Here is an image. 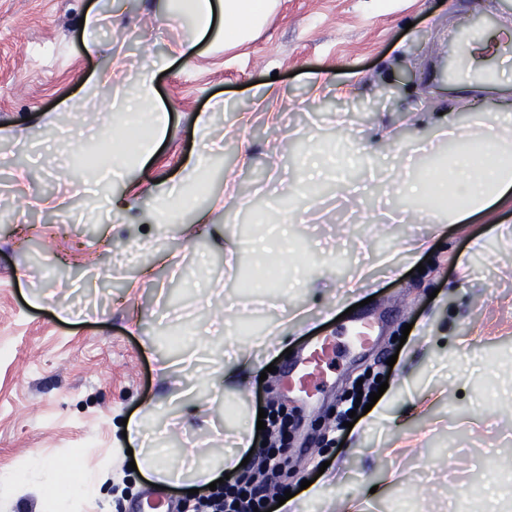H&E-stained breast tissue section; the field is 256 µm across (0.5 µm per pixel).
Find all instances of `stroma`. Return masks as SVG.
Segmentation results:
<instances>
[{"label":"stroma","mask_w":512,"mask_h":512,"mask_svg":"<svg viewBox=\"0 0 512 512\" xmlns=\"http://www.w3.org/2000/svg\"><path fill=\"white\" fill-rule=\"evenodd\" d=\"M165 0H0V512H38L42 499L65 493L75 476L119 477L97 498L69 512H131L141 498H162L183 512L181 489L156 488L121 462L122 419L194 386L204 409L178 416L184 446L223 453L224 384L213 370L224 344L209 337L210 295L221 292L238 315L271 327L278 312L262 308L241 281L263 247L299 238L304 277L321 291L290 282L278 301L307 317L288 328L291 354L261 353L243 338V355L275 365L245 393L250 420L266 406L293 414L292 445L281 481L299 493L302 481L326 470L323 498L302 512H512V204L469 224H394L375 235L381 196L412 204L393 188L408 143L429 138V116L470 114L464 91L448 79L443 59L461 58L456 25L497 17L493 36L507 43L512 6L505 0H277L264 28L238 46L168 59L186 40L185 24L165 19ZM98 15L100 49L88 53L80 18ZM119 54L131 81L153 72L168 132L153 151L125 161L123 179L91 183L80 156L112 145V112L124 109L125 88L96 87L100 69ZM323 95L310 97L312 77ZM276 84L272 111L254 95ZM211 120L199 130L198 113ZM206 153V190L185 221L159 227L158 209L186 164ZM358 149L355 185L364 187L362 215L342 205L332 171L324 192H298L305 164L318 150ZM232 188L239 202L216 209ZM52 197L53 208L42 206ZM131 209L113 224L107 198ZM294 210L292 228L271 223ZM484 245L472 246L474 237ZM234 239L240 262L224 266L222 244ZM424 244L420 258L405 241ZM424 271H417V264ZM111 270L97 277L98 268ZM137 289H129L130 281ZM372 326L360 347L354 329ZM329 350L306 387L288 386L285 370L315 342ZM170 371L160 375L159 361ZM387 377L379 415H358L353 428L324 431L340 399L365 373ZM57 469L54 482L26 470L31 453Z\"/></svg>","instance_id":"1"}]
</instances>
